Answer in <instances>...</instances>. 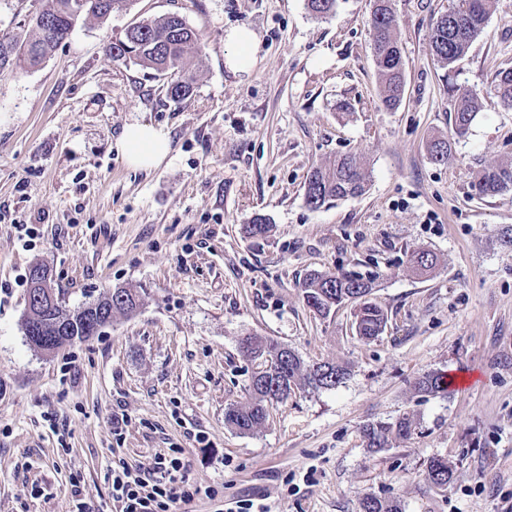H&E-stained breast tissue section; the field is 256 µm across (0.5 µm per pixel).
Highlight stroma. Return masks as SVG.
<instances>
[{
	"instance_id": "1",
	"label": "stroma",
	"mask_w": 512,
	"mask_h": 512,
	"mask_svg": "<svg viewBox=\"0 0 512 512\" xmlns=\"http://www.w3.org/2000/svg\"><path fill=\"white\" fill-rule=\"evenodd\" d=\"M451 0H394L405 63L400 105L380 96L370 0H337L321 18L306 0H133L106 22H78L39 67L0 78V512H67L80 475L90 512L110 506L113 466L185 449L192 485L272 512H359L368 495L402 512H507L512 506V192L478 197L474 171L512 160V109L491 92L512 69V0L454 71L439 68L432 22ZM176 12L196 30L190 95L113 59L112 40L148 16ZM252 30L255 64L229 69L231 30ZM480 111L448 163L429 140L448 134L450 86ZM165 127L167 158L135 171L116 149L132 123ZM346 153L371 171L359 197L311 208L309 171ZM265 216L273 229L252 238ZM36 228L20 241L18 225ZM433 251L435 271L407 254ZM44 265L75 309L116 288L139 308L98 336L46 355L22 326L27 278ZM374 279L388 322L357 336L353 308L321 317L303 300L310 272ZM277 339L305 362H336L334 389L275 403L240 435L224 408L245 401L246 336ZM428 372L458 378L417 392ZM407 414L411 439L367 448L364 425ZM127 423L122 436L113 419ZM204 431L196 443L187 428ZM447 457V487L426 462ZM48 497L34 498V483Z\"/></svg>"
}]
</instances>
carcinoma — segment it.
<instances>
[{"mask_svg":"<svg viewBox=\"0 0 512 512\" xmlns=\"http://www.w3.org/2000/svg\"><path fill=\"white\" fill-rule=\"evenodd\" d=\"M131 0H43V7L33 18L32 30L26 34L0 35V77L14 75L26 67H34L48 57L70 34L78 20L93 18L103 22L115 11L128 9ZM370 30L375 64L378 71L382 103L390 110L401 102L405 86V69L396 35L393 0H370ZM492 0H453L447 12L433 24L429 40L436 61L453 71L465 57L473 40L485 30ZM337 0H307L308 9L320 17L336 11ZM202 43L196 31L183 16L168 13L142 19L127 28L124 37L108 45L116 60L133 59L140 66L152 69L168 78L167 93L171 100L181 101L191 91V80L186 77L188 60L199 54ZM493 95L500 103L512 107V71L496 75ZM480 109L477 97L461 89L453 90L451 99V135H467ZM430 160L447 161L451 143L446 138H435L428 144ZM370 174L355 154H344L328 166H316L304 184L307 204L322 206L364 194ZM473 187L482 197L499 195L512 190V163L499 162L483 166L477 171ZM408 262L420 275L430 273L437 257L427 251H413ZM375 288L372 279L335 273H312L302 284L303 299L308 308L324 317L350 301L356 295L358 309L354 312L356 332L363 338H374L387 322L384 310L370 300ZM95 312L90 317L71 320L70 311L58 304L35 311L36 320L25 333L33 336H70L78 341L95 335L94 323L112 320L116 312L130 314L140 305L139 295L130 288H121L115 294L94 301ZM242 352L251 360L269 355L278 356V363L266 379H251L246 402H234L224 408V425L231 430L250 435L265 426L269 409L283 401L295 390L333 389L347 375V369L337 363H305L294 351L273 338L247 337L241 343ZM444 381L437 374L427 373L414 382L422 393L443 390ZM415 430L413 418L407 414L393 422L370 423L363 427L367 446L380 450L392 440H408ZM428 480L444 488L452 478V468L443 457H432L426 463ZM359 512H401L398 503L375 496L364 497Z\"/></svg>","mask_w":512,"mask_h":512,"instance_id":"1","label":"carcinoma"}]
</instances>
